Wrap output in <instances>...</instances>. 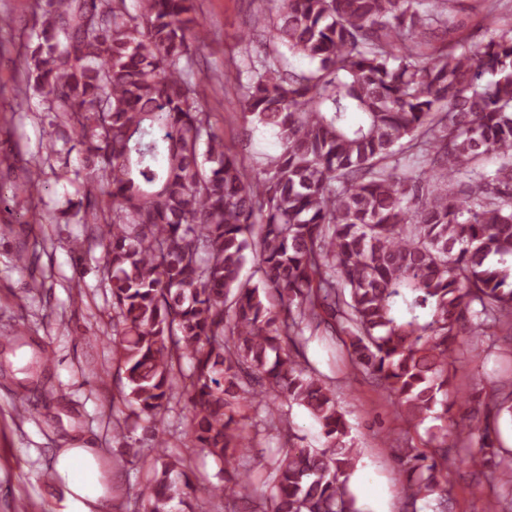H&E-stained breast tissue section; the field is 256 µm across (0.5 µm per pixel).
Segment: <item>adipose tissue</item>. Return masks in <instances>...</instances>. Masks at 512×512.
Segmentation results:
<instances>
[{"label": "adipose tissue", "mask_w": 512, "mask_h": 512, "mask_svg": "<svg viewBox=\"0 0 512 512\" xmlns=\"http://www.w3.org/2000/svg\"><path fill=\"white\" fill-rule=\"evenodd\" d=\"M95 456V449L90 447L63 448L57 456L59 474L76 494L88 502L83 512H106L109 506L98 482Z\"/></svg>", "instance_id": "obj_1"}]
</instances>
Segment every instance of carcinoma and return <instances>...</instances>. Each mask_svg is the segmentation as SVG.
<instances>
[{"label": "carcinoma", "mask_w": 512, "mask_h": 512, "mask_svg": "<svg viewBox=\"0 0 512 512\" xmlns=\"http://www.w3.org/2000/svg\"><path fill=\"white\" fill-rule=\"evenodd\" d=\"M475 17L498 33L464 34ZM24 76L76 136L87 187V241L112 307L120 401L145 416L158 452L139 489L143 512H205L192 502V457L157 433L174 401L192 408L184 447L223 466L229 512H361L349 487L360 449L335 389L301 361L306 335L343 336L353 368L417 425L423 451L396 446L406 512L435 498L448 512V396L458 336L512 337V0H283L260 11L268 36L246 83L224 96L281 151L245 167L216 134L193 68L206 24L197 0H45ZM313 63L306 72L285 52ZM42 168L7 192L38 189ZM253 259V272L242 270ZM302 407L320 448L288 433L260 494L254 436L237 419L275 403ZM486 412L512 413V379ZM512 490L496 432L480 450Z\"/></svg>", "instance_id": "carcinoma-1"}]
</instances>
